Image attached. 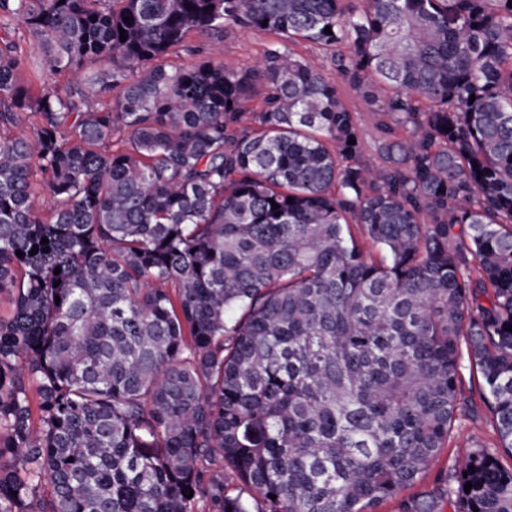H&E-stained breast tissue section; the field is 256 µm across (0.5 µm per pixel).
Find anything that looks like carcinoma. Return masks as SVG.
Listing matches in <instances>:
<instances>
[{
  "mask_svg": "<svg viewBox=\"0 0 512 512\" xmlns=\"http://www.w3.org/2000/svg\"><path fill=\"white\" fill-rule=\"evenodd\" d=\"M510 1L0 0V512H373L469 413L464 354L498 443L399 512H512ZM232 24L280 41L169 60ZM31 52L99 70L59 95ZM292 48L297 55L315 65L327 80L334 82L338 87L341 99L349 105L354 112H358V118L363 133L362 159L368 163H376L378 161L375 145L377 133L373 125L372 114L369 112V107L355 96L351 87L344 82L332 68L330 63L331 51L323 46L309 42L295 44Z\"/></svg>",
  "mask_w": 512,
  "mask_h": 512,
  "instance_id": "1",
  "label": "carcinoma"
}]
</instances>
